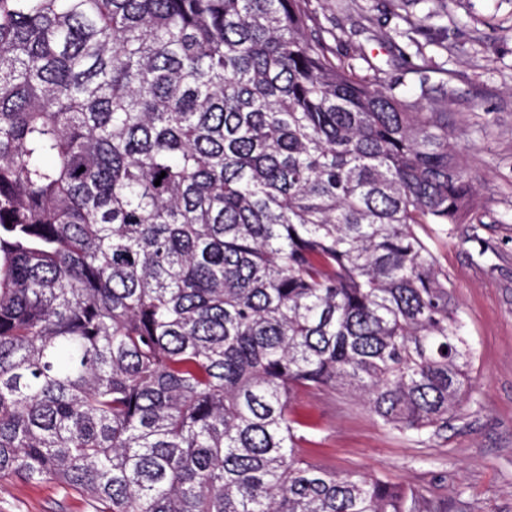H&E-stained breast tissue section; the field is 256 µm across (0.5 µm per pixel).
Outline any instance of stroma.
Segmentation results:
<instances>
[{
	"label": "stroma",
	"mask_w": 512,
	"mask_h": 512,
	"mask_svg": "<svg viewBox=\"0 0 512 512\" xmlns=\"http://www.w3.org/2000/svg\"><path fill=\"white\" fill-rule=\"evenodd\" d=\"M321 34L358 70L430 63L444 85L456 148L473 160L481 209L453 231L419 233L448 273L474 354L472 390L428 439L383 427L356 398L299 392L289 406L310 455L338 472L372 471L426 490L436 512H512V0H314ZM429 28L404 38V15ZM0 512H94L55 484H0Z\"/></svg>",
	"instance_id": "1"
}]
</instances>
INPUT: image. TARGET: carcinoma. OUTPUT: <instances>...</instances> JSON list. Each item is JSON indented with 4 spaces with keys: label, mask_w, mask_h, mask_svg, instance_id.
Returning <instances> with one entry per match:
<instances>
[{
    "label": "carcinoma",
    "mask_w": 512,
    "mask_h": 512,
    "mask_svg": "<svg viewBox=\"0 0 512 512\" xmlns=\"http://www.w3.org/2000/svg\"><path fill=\"white\" fill-rule=\"evenodd\" d=\"M318 29L312 0H0V481L95 512H432L307 457L288 407L448 428L473 347L418 228L470 223L474 164L428 79L361 75Z\"/></svg>",
    "instance_id": "cac0c4a2"
}]
</instances>
